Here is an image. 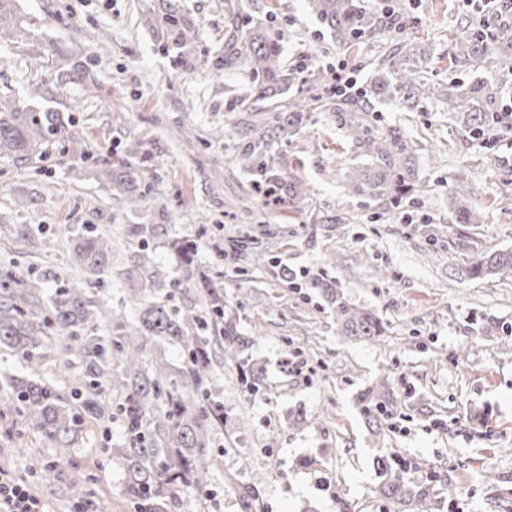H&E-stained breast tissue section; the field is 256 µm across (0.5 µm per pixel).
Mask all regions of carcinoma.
Masks as SVG:
<instances>
[{"mask_svg":"<svg viewBox=\"0 0 512 512\" xmlns=\"http://www.w3.org/2000/svg\"><path fill=\"white\" fill-rule=\"evenodd\" d=\"M10 2L0 0V39L24 30L23 19L9 8ZM309 7L346 50L386 27L416 25L414 16L392 5L380 13L365 10L359 0H309ZM241 13L236 0H224V54L213 67L244 74L245 98L263 103L224 113V137L237 141L235 163L261 203L281 209L309 198L310 184L288 169L286 152L313 114L326 112L359 158L343 168L345 191L365 204L377 203L387 213L403 209L419 181L414 150L401 130L373 125L370 114L385 98L411 110L439 97V88L425 80L420 43L401 41L374 68L366 86L339 95L330 91V71L318 69L303 76L288 63L284 36L274 19L249 28L240 20ZM151 23L179 63L195 56L198 31L180 0H160ZM504 36L494 15L478 24L460 23L453 32L449 68L476 66ZM300 84L305 86L301 96L289 94ZM44 94L43 84L35 83L25 100L0 97V154L26 161L44 144L68 139L61 113L38 108ZM444 95L471 133L479 137L488 132L494 117L493 87L485 82H450ZM78 156L128 207L142 205L149 192V185L141 181L149 159L142 140L128 142L116 161H92L83 150ZM448 198L457 223H478L476 198L467 181L448 178ZM125 233L138 240L140 248L130 254L137 286L128 289L121 312L97 302L76 283H64L47 296L36 284L0 270V348L27 362L46 347L49 337H63L70 342L66 349L79 356L84 376L83 387L74 389L68 399L44 380L14 377L9 382L10 411L62 448L74 443L87 421L112 412L124 431V444L113 454L135 512H175L183 494L205 497L209 491L212 436L225 418L220 368L230 365L239 370L248 402L269 396L271 390L264 368L248 354L256 338L238 332L236 318L224 302V284L197 261V243L166 238L163 224H127ZM163 238L179 268L165 288L160 287L162 273L149 251L150 241ZM113 247L110 236L85 226L77 234L70 261L85 273L100 276L112 266ZM239 247L256 263L267 261L264 242L249 238ZM465 274L471 279L512 277V251L477 256ZM306 287L331 307L341 335L360 341L381 336V320L349 304L336 282L311 276ZM176 295L182 296L184 306L171 307ZM129 305L137 310L132 318L124 311ZM171 345L181 351L177 365L166 359ZM108 385L116 394L110 406L98 400ZM389 386L390 380L379 379L357 396L362 414L374 426L390 414ZM376 470L378 493L392 512H421L427 506L426 485L409 480L393 456L379 454ZM229 485L240 512H256L258 490L234 477Z\"/></svg>","mask_w":512,"mask_h":512,"instance_id":"carcinoma-1","label":"carcinoma"}]
</instances>
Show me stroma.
<instances>
[{
  "mask_svg": "<svg viewBox=\"0 0 512 512\" xmlns=\"http://www.w3.org/2000/svg\"><path fill=\"white\" fill-rule=\"evenodd\" d=\"M417 21L411 36L426 51L430 83L456 80L448 69L452 33L478 21L481 0H396ZM158 0H12L29 22L28 36L0 40V96L25 99L45 82L51 105L70 119V138L44 146L32 160L0 155V270L35 282L44 271L66 279L81 225L113 236L114 263L94 297L119 302L120 273L131 245L125 210L93 169H73L74 149L121 157L127 140H143L150 160L146 219L170 234L198 241V260L224 276V293L242 335L259 332L251 353L265 367L270 398L245 402L236 369L221 372L227 419L214 437L218 453L206 512H239L229 476L260 492L258 512H389L373 466L378 451L410 465L421 482L430 470L447 482L430 484L432 512H512V280L470 279L463 270L478 254L512 250V135L483 144L457 122L446 102L402 111L389 100L377 107L381 126L400 128L415 149L421 184L401 213L380 214L345 193L331 168L355 155L342 131L319 113L288 149V164L312 185L311 196L283 211L258 203L234 164V146L218 132L235 101L241 74L215 72L224 46V0H181L199 30L197 59L172 60L149 18ZM275 17L292 65L343 67L364 82L401 38L397 30L363 38L354 53L337 48L307 0H244L243 17ZM81 80L58 84L61 65ZM490 80L500 91L494 108L512 111V49L493 51L464 76ZM467 178L482 220L455 223L448 179ZM29 234L19 236V225ZM274 231L271 263L218 257L243 234ZM326 272L350 304L381 319L376 340L340 336L326 303L277 274ZM60 338L42 358L17 363L0 350V374L53 382L69 395L82 377L75 352ZM391 375L394 402L379 430L355 403L382 372ZM0 387V473L24 483L50 512H135L123 490L112 451L123 444L119 420L92 421L69 450L5 413ZM248 406L250 423L234 419ZM299 425H292V415ZM251 467L241 469L243 458ZM54 461V479L40 476ZM87 492L75 508L72 485Z\"/></svg>",
  "mask_w": 512,
  "mask_h": 512,
  "instance_id": "stroma-1",
  "label": "stroma"
}]
</instances>
